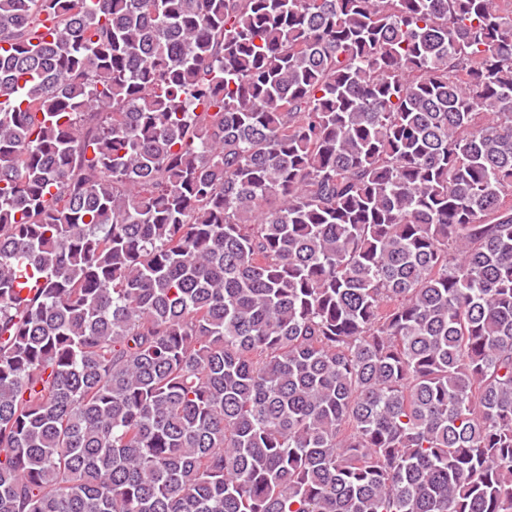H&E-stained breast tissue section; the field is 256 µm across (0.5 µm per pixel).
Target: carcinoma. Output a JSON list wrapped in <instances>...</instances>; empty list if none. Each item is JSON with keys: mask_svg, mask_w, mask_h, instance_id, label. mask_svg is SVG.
<instances>
[{"mask_svg": "<svg viewBox=\"0 0 512 512\" xmlns=\"http://www.w3.org/2000/svg\"><path fill=\"white\" fill-rule=\"evenodd\" d=\"M0 512H512V0H0Z\"/></svg>", "mask_w": 512, "mask_h": 512, "instance_id": "carcinoma-1", "label": "carcinoma"}]
</instances>
